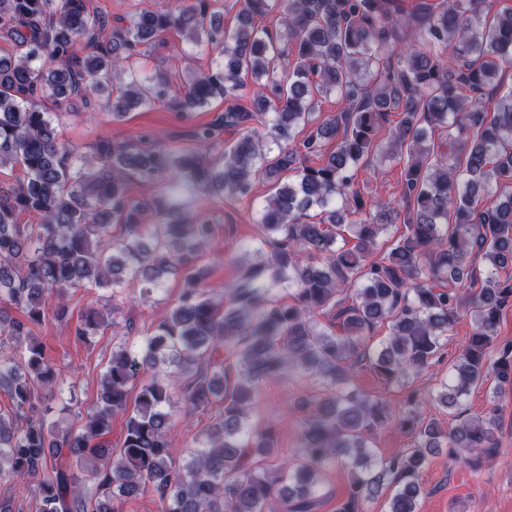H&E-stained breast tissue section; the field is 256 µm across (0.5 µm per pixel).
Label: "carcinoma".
<instances>
[{"instance_id":"cac0c4a2","label":"carcinoma","mask_w":512,"mask_h":512,"mask_svg":"<svg viewBox=\"0 0 512 512\" xmlns=\"http://www.w3.org/2000/svg\"><path fill=\"white\" fill-rule=\"evenodd\" d=\"M492 8L243 0L226 31L210 0L141 10L125 27L92 0H0V38L12 47L0 54V173H24L0 184V391L11 401L0 413V477L35 482L39 512H123L148 484L158 512H318L330 467L341 464L351 483L336 512H367L388 490L387 512H418L430 454L445 448L474 467L494 459L497 415L512 394V341L498 336L512 307V275L502 277L512 269V90L499 93L512 68V7ZM274 10L278 29L257 23ZM169 31L218 51L180 86L135 65ZM244 73L259 85L248 108L237 104ZM332 93L347 109L320 121L319 99ZM216 96L228 102L224 115L193 132L212 159L147 134L137 145L104 141L89 158L62 144L55 126L75 98L120 120L170 103L194 112ZM392 113L400 119L384 147ZM223 127L242 131L229 147ZM439 130L448 136L436 144ZM327 138L336 139L330 152ZM384 154L403 161L402 214L355 184L358 169ZM133 178L157 193L133 199ZM259 178L270 183L256 212L261 236L238 256V280L215 295L195 268L214 229L195 201L249 198ZM312 208L317 222L308 221ZM23 214L33 223H18ZM397 222L403 232L372 259ZM169 275L182 281L175 304L138 346L112 351L96 410L81 428L61 429L45 394L63 377L32 336L48 298L63 318L70 289L112 290V302L81 316L74 338L85 341L119 325L127 284L145 303ZM463 313L470 336L432 394L455 412L449 426L421 417L413 399L395 410L352 384L363 366L386 385L406 383L440 358ZM383 324L388 335L376 343ZM285 374L315 390L294 403L300 445L289 461L273 426L248 418L259 385ZM490 374V408L465 416L464 396ZM183 405L214 414L179 462L169 434ZM116 413L126 434L114 456L102 437ZM391 425L414 440L381 458L373 436ZM75 460L91 463L94 493Z\"/></svg>"}]
</instances>
